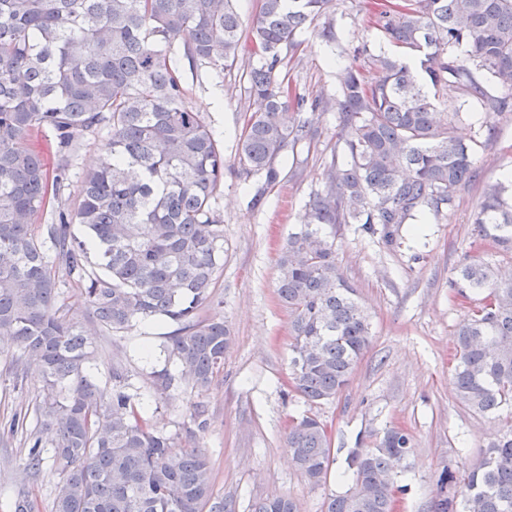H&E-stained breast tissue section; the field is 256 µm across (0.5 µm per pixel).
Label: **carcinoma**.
Masks as SVG:
<instances>
[{"mask_svg": "<svg viewBox=\"0 0 512 512\" xmlns=\"http://www.w3.org/2000/svg\"><path fill=\"white\" fill-rule=\"evenodd\" d=\"M331 0H261L248 38L255 63L244 78L262 107L245 120L238 172L274 186L277 158L312 136L320 103L289 111L281 52ZM374 26L398 49L373 58L380 80L356 70L343 78L334 108L348 160L333 162L309 201L304 224L288 235L277 292L293 315L291 383L309 404L336 398L372 337L357 289L343 275L336 236L359 224L392 247L403 224L452 206L475 178L471 147L448 113L434 112L452 87L487 116L512 112V0H376ZM242 31L232 0H0V336L35 360L59 398L39 406L40 434L26 466L38 472L42 449L62 466L53 512H231L213 494L207 455L175 450L128 392L130 376L112 367V396L87 373L92 336L138 321L176 325L167 362L154 373L165 392L174 379L207 390L233 336L213 304L224 261V224L213 203L224 184V152L186 103L178 58L222 72L236 66ZM49 130L56 174L43 152L20 141ZM106 130L111 154L83 173L74 208L33 224L70 179L72 155L87 133ZM505 181L485 188L474 220L477 240L512 256V195ZM84 233L75 232L74 225ZM83 287L93 327L76 325L60 286ZM473 301L456 336L457 398L482 418L512 406V276L467 254L448 280ZM49 440H43L42 434ZM360 437L347 458L350 485L327 497L324 512H394L404 491L393 463L412 440L388 427ZM286 447L299 473L318 486L334 458L327 427L304 416ZM253 512H299L279 496ZM433 512H512V428L479 467L444 469Z\"/></svg>", "mask_w": 512, "mask_h": 512, "instance_id": "obj_1", "label": "carcinoma"}]
</instances>
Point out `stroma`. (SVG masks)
Wrapping results in <instances>:
<instances>
[{
    "label": "stroma",
    "instance_id": "1",
    "mask_svg": "<svg viewBox=\"0 0 512 512\" xmlns=\"http://www.w3.org/2000/svg\"><path fill=\"white\" fill-rule=\"evenodd\" d=\"M371 7L372 0H332L326 16L299 35V47L284 51L281 73L293 96L325 103L327 109L317 115V137L281 158L282 179L273 187H265L260 176L243 178L237 171V138L257 108L242 77L248 51H241L240 67L224 74L204 67L184 74L189 106L200 112L224 150V187L216 201L224 221V266L214 296L234 341L210 388L192 390L176 382L165 393L155 392L152 373L164 366L172 324L142 321L95 337L90 375L108 392L113 366H123L151 425L176 445L194 444L206 452L213 490L233 512H250L255 501L273 495L294 498L301 512H321L328 495L348 487L339 475L357 437L388 426L405 429L413 440L412 453L399 467L405 490L398 512H432L441 471L476 468L494 436L512 427V413L482 418L456 397L454 331L466 304L448 288L475 239L484 187L512 173V114L491 117L494 135L478 144L481 114L451 89L442 92L437 109L460 111L456 134L474 146L476 180L458 193L451 208L424 225L422 235L402 229L395 248L380 236L361 233L357 225H337L342 271L372 318V343L336 399L311 405L289 386L293 317L277 297V258L289 232L303 223L311 196L322 190L330 163L346 158L344 133L331 108L343 72L351 66L365 82H374L379 73L373 56L394 51L369 25ZM329 24L338 36L331 43L321 36ZM110 147L106 132L84 138L63 191L66 204L75 203L82 173ZM48 393L40 369L11 340L0 338V512H14L22 489L29 492L32 512H52L61 471L52 449H44L38 473L25 467L28 439L40 428L36 409ZM199 405L209 418L203 431L194 421ZM305 414L327 425L335 458L326 481L316 487L296 471L286 447L291 420Z\"/></svg>",
    "mask_w": 512,
    "mask_h": 512
}]
</instances>
